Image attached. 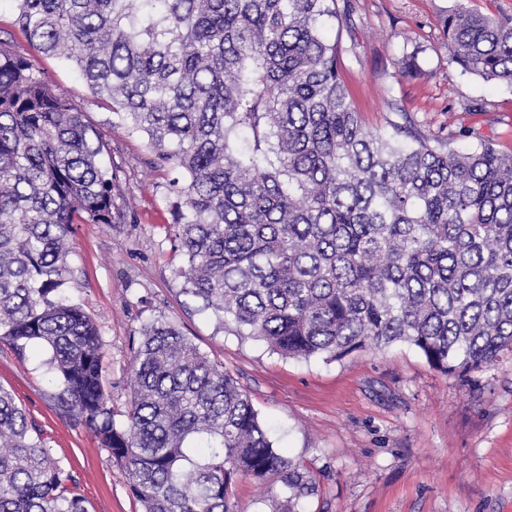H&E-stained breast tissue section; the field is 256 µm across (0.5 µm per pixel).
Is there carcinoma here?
Listing matches in <instances>:
<instances>
[{
	"label": "carcinoma",
	"mask_w": 512,
	"mask_h": 512,
	"mask_svg": "<svg viewBox=\"0 0 512 512\" xmlns=\"http://www.w3.org/2000/svg\"><path fill=\"white\" fill-rule=\"evenodd\" d=\"M38 53L147 140L170 184L180 292L286 357L397 343L449 376L512 351V154L407 124L365 128L340 71L338 0H10ZM452 60L512 87V17L464 0ZM109 143L0 40V340L50 352L60 405L121 463L142 512H235L241 477L310 471L278 452L245 391L174 324L140 330L127 421L98 325L66 293L74 224H117ZM76 471L0 385V512H88Z\"/></svg>",
	"instance_id": "cac0c4a2"
}]
</instances>
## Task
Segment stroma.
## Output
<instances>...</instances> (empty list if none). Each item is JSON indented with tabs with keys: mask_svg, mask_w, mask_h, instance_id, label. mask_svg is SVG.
I'll list each match as a JSON object with an SVG mask.
<instances>
[{
	"mask_svg": "<svg viewBox=\"0 0 512 512\" xmlns=\"http://www.w3.org/2000/svg\"><path fill=\"white\" fill-rule=\"evenodd\" d=\"M343 73L366 125L385 127L392 107L421 131L469 146L461 126L512 152V87L491 84L452 62L442 19L455 0H342ZM0 38L33 59L111 139L110 162L126 189L118 224H76L68 257L70 297L98 324L103 377L117 424L126 421L130 366L145 325L172 322L249 395L276 447L315 476L304 512H512V355L461 381L414 347L367 349L341 360L285 358L264 342L222 329L180 292L169 242L168 187L178 173L154 165L143 137L92 97L64 59L36 55L0 0ZM419 72L400 77L397 63ZM48 351L17 354L0 343V384L74 466L88 512H141L122 466L57 400ZM285 501L280 479H238V512H270Z\"/></svg>",
	"mask_w": 512,
	"mask_h": 512,
	"instance_id": "1",
	"label": "stroma"
}]
</instances>
